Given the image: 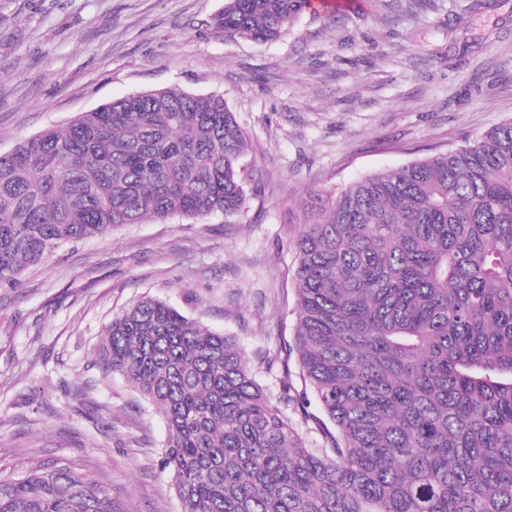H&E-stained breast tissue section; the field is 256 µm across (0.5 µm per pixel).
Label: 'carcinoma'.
<instances>
[{"instance_id": "1", "label": "carcinoma", "mask_w": 512, "mask_h": 512, "mask_svg": "<svg viewBox=\"0 0 512 512\" xmlns=\"http://www.w3.org/2000/svg\"><path fill=\"white\" fill-rule=\"evenodd\" d=\"M311 0H226L279 38ZM219 95L137 93L0 154V285L61 243L246 205ZM292 351L334 431L307 447L233 340L143 298L102 347L163 417L182 512H512V120L329 195L295 241ZM0 512H116L59 458L0 474Z\"/></svg>"}]
</instances>
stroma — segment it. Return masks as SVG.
I'll list each match as a JSON object with an SVG mask.
<instances>
[{
	"instance_id": "1",
	"label": "stroma",
	"mask_w": 512,
	"mask_h": 512,
	"mask_svg": "<svg viewBox=\"0 0 512 512\" xmlns=\"http://www.w3.org/2000/svg\"><path fill=\"white\" fill-rule=\"evenodd\" d=\"M224 0H0V154L113 100L223 96L248 135L233 216L125 224L0 286V471L77 460L123 512H181L162 417L98 348L136 301L235 337L272 400L301 387L294 237L318 199L512 119V0H347L278 39Z\"/></svg>"
}]
</instances>
